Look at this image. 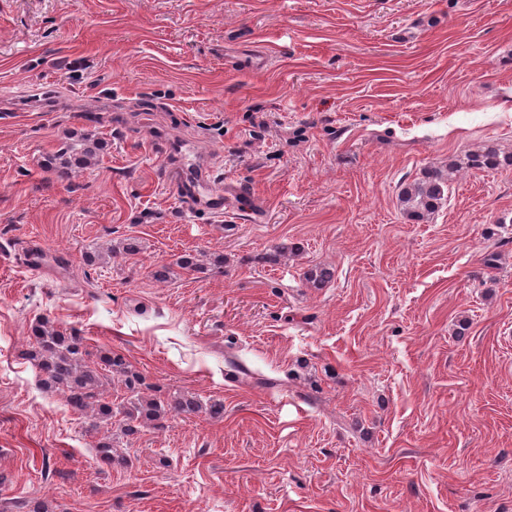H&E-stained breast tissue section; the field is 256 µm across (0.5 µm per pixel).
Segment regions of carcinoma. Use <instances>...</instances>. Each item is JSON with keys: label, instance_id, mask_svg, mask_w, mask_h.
Segmentation results:
<instances>
[{"label": "carcinoma", "instance_id": "1", "mask_svg": "<svg viewBox=\"0 0 512 512\" xmlns=\"http://www.w3.org/2000/svg\"><path fill=\"white\" fill-rule=\"evenodd\" d=\"M106 144L89 134L81 136L79 143L65 142L53 161L51 171L65 178L76 170H90L100 161ZM512 167V155L502 156L491 146L471 151L460 159L448 161V170L428 169L422 178L407 184L400 192V203L405 214L420 219L437 210L452 176L462 170H492ZM333 279L328 267L314 266L304 273L309 288H324ZM22 356L37 370L40 389L48 394H60L74 410L86 415L91 427L112 423L116 413L112 404L105 401L103 386L116 377L131 394V408L123 412L118 420V430L130 436L142 428L158 429L165 426L170 414H195L205 412L212 418L224 415V404L220 401L203 402L193 392H179L162 397L156 390L145 385L144 379L128 359L111 349L97 350L90 357L83 337L75 332H65L48 318H40L30 326L27 349ZM98 460L106 466L113 465L117 458L112 454V431H107L97 444Z\"/></svg>", "mask_w": 512, "mask_h": 512}]
</instances>
